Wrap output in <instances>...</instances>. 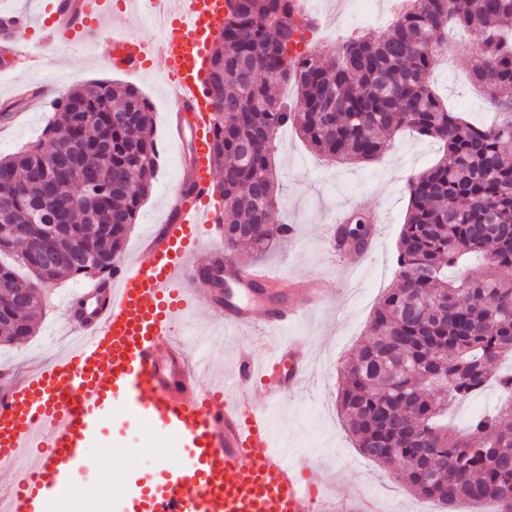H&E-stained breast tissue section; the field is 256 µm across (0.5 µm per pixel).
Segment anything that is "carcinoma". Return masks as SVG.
<instances>
[{
    "instance_id": "obj_1",
    "label": "carcinoma",
    "mask_w": 512,
    "mask_h": 512,
    "mask_svg": "<svg viewBox=\"0 0 512 512\" xmlns=\"http://www.w3.org/2000/svg\"><path fill=\"white\" fill-rule=\"evenodd\" d=\"M316 26L295 0H227L207 75L224 252L249 244L262 256L288 233L270 222L280 129L341 165L377 160L405 129L439 142V160L407 181L396 286L342 367L337 406L361 453L419 497L512 512V372H489L512 357V0H406L382 37L350 34L330 62L296 50ZM455 30L481 33L469 72L492 126L465 120L430 82ZM288 83L296 98H275ZM54 107L44 139L0 157V226L11 227L0 232V344L34 334L60 279L107 278L153 186L152 116L137 90L92 83ZM348 224L369 237L363 214ZM473 255L478 278L460 274ZM491 382L500 403L463 433L448 427V407Z\"/></svg>"
}]
</instances>
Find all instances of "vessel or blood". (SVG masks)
Wrapping results in <instances>:
<instances>
[{"instance_id":"vessel-or-blood-1","label":"vessel or blood","mask_w":512,"mask_h":512,"mask_svg":"<svg viewBox=\"0 0 512 512\" xmlns=\"http://www.w3.org/2000/svg\"><path fill=\"white\" fill-rule=\"evenodd\" d=\"M134 13L163 20L159 42L112 32L110 61L117 70L152 69L167 83L171 134L190 168L186 198L173 202L140 245V255L109 279L81 292L74 342L51 360L37 359L15 383L0 388V503L8 512H43L47 502L73 494L84 475V448L113 414L147 428L170 446L149 474L134 478L121 496L123 512H365L361 499L340 509L322 474L304 456L274 448L266 405L249 393L261 377L268 403L297 388L308 367L309 341L288 335L304 300L283 295V278L259 265L225 260L206 202L214 181L210 164L211 113L203 70L212 33L224 24V0H129ZM112 0H52L43 20L45 40L80 51L95 40ZM0 54L16 73L46 70L40 42L25 38L32 19L0 15ZM44 40V41H45ZM226 268L237 287L263 290L269 305L256 316L250 300L214 293L207 275ZM204 308L225 330L263 320L284 331L277 343L254 340L232 371L233 385L215 377L198 382L205 366L179 333L184 318ZM179 466H171L170 458Z\"/></svg>"}]
</instances>
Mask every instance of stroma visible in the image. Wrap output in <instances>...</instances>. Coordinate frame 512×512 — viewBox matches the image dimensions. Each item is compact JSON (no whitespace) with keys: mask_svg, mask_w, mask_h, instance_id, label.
Here are the masks:
<instances>
[{"mask_svg":"<svg viewBox=\"0 0 512 512\" xmlns=\"http://www.w3.org/2000/svg\"><path fill=\"white\" fill-rule=\"evenodd\" d=\"M310 7L329 20L317 34L318 44L327 55L338 39L352 32L380 36L389 21L387 0H311ZM117 25L145 40L158 38L155 22L142 17L122 12L107 19L93 48L77 54L68 46H60L50 72L28 74L31 86L44 91L42 101L34 107L8 97L7 89L17 77L0 70V109L8 105L26 115L21 125L0 129V157L40 139L53 114L52 100L68 90L95 81L137 89L150 102L156 143L167 146L168 151L157 158L153 190L127 237L121 258L130 262L138 257L143 237L162 217L185 169L179 147L170 142V112L163 79L154 73L128 74L113 69L109 62L108 39ZM479 39L475 31L460 38L451 63L435 69L432 80L451 107L483 124L492 115L467 79ZM394 141V147L377 161L337 165L313 153L295 129L282 130L275 154L280 204L272 221L292 225L294 233L277 242L263 257L242 248L235 258L279 271L288 282L320 278L332 280L338 287L335 295L327 297L292 328L293 333L309 337L313 352L296 394L272 406L275 442L308 455L310 464L319 468L324 481L335 490L363 484L374 495L391 501L395 512H467L469 505L465 502L450 511L436 501L417 497L386 468L363 456L337 408L340 367L361 341L379 299L395 284L394 256L408 206L406 182L442 155L437 142L406 132L396 135ZM346 210L366 215L377 240L373 252L360 263L339 259L327 249L336 215ZM88 285L85 279L66 278L50 288L34 335L18 344L0 345V366H10L18 376L30 359L58 353L73 332L64 303ZM184 328L204 333L208 349L227 370L255 336L251 330L226 332L203 310L187 316ZM167 446V440L152 431L120 421L110 425L86 451L93 462L87 483L107 493L99 512H115L117 508L121 489L113 484V476L137 475L152 469Z\"/></svg>","mask_w":512,"mask_h":512,"instance_id":"1","label":"stroma"}]
</instances>
